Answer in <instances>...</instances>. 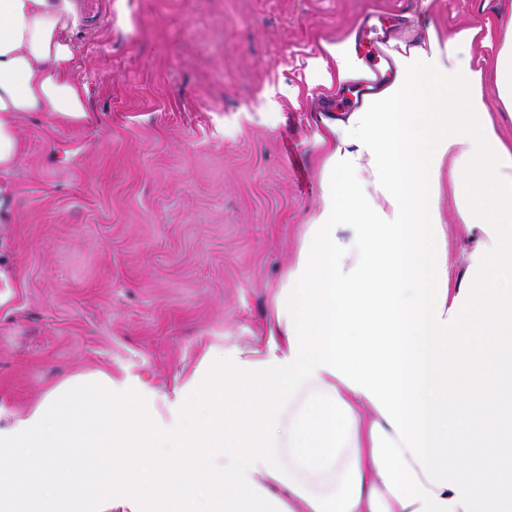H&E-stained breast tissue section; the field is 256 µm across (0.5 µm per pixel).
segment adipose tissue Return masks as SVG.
Returning a JSON list of instances; mask_svg holds the SVG:
<instances>
[{
    "label": "adipose tissue",
    "mask_w": 512,
    "mask_h": 512,
    "mask_svg": "<svg viewBox=\"0 0 512 512\" xmlns=\"http://www.w3.org/2000/svg\"><path fill=\"white\" fill-rule=\"evenodd\" d=\"M78 20L76 0H0V175L21 154L18 114L89 121ZM476 35L429 32L399 80L330 126L343 178L263 356L205 361L173 427L109 379L49 392L0 426V512H512V148L485 95L494 83L512 110V18L491 70L472 64ZM444 160L456 284L429 193Z\"/></svg>",
    "instance_id": "obj_1"
}]
</instances>
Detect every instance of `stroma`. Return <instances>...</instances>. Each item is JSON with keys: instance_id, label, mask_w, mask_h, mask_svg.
<instances>
[{"instance_id": "1", "label": "stroma", "mask_w": 512, "mask_h": 512, "mask_svg": "<svg viewBox=\"0 0 512 512\" xmlns=\"http://www.w3.org/2000/svg\"><path fill=\"white\" fill-rule=\"evenodd\" d=\"M504 0H82L71 39L90 122L17 121L0 175V420L63 381L104 373L161 402L204 356L263 347L306 223L323 205L322 143L338 93L318 61L362 17L395 27L391 56L481 28L501 46ZM447 167L434 185L451 242Z\"/></svg>"}]
</instances>
